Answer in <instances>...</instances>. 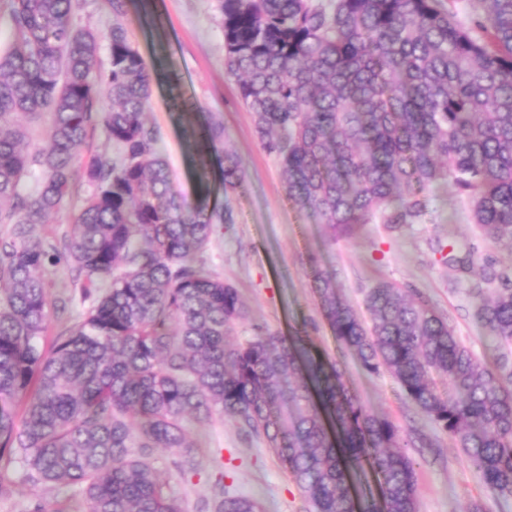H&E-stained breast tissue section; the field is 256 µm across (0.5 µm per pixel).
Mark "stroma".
<instances>
[{"label":"stroma","mask_w":512,"mask_h":512,"mask_svg":"<svg viewBox=\"0 0 512 512\" xmlns=\"http://www.w3.org/2000/svg\"><path fill=\"white\" fill-rule=\"evenodd\" d=\"M127 22L154 77L147 118L161 131L175 189L190 199L197 189L194 150L186 134L189 121L178 106L183 98L193 102L195 112L220 113L225 141L245 172L244 188L234 192H222L219 176L211 178L214 197L232 220L218 226L205 255L246 305L248 316L237 326V338H248L258 328L309 337L312 355L339 361L347 386L370 413L390 419L409 435L425 434L427 446L407 450L417 463L418 512H469L476 503L483 512H512V497L498 498L487 490L481 472L405 398L396 380L366 372L353 353L338 345L313 280L314 270L333 273L342 299L357 309L368 288L381 279L404 292L421 293L467 347L488 359V331L474 321L467 291L488 262L512 266V252L485 237L471 223L468 209L443 190L434 191L423 223L398 232L367 224L353 238L332 240L324 225L289 203L276 160L259 145L252 115L240 104L235 82L224 74L217 0H129ZM89 192L85 182H76L63 206L36 226V235L59 239ZM439 240L457 252H470L468 272L444 264L433 249ZM44 278L50 294L74 298L63 320L51 322L54 334L78 322L85 307L77 299L80 284L67 267L47 269ZM190 437L203 447L221 449L223 465L200 458L196 474L185 479L170 467L168 451L157 450L156 466L166 490L183 501L187 512L219 471L225 485L256 498L263 512H310L278 455L262 439L245 438L237 423L196 424Z\"/></svg>","instance_id":"35a3bbf8"}]
</instances>
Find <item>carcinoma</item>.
<instances>
[{"instance_id": "1", "label": "carcinoma", "mask_w": 512, "mask_h": 512, "mask_svg": "<svg viewBox=\"0 0 512 512\" xmlns=\"http://www.w3.org/2000/svg\"><path fill=\"white\" fill-rule=\"evenodd\" d=\"M0 51V499L19 486L71 492L32 512H186L153 465L166 448L181 475L205 449L192 421L231 420L276 451L312 512H417L415 462L401 429L367 412L339 363L305 354L304 337L232 339L247 311L237 288L199 260L217 225L210 158L224 191L244 186L224 123L192 135L199 191L171 189L159 130L146 118L153 76L108 0L107 35L73 22L81 0H4ZM224 69L275 156L288 200L333 239L378 220L423 223L431 190L467 198L474 224L512 250V0H218ZM108 65L97 66L102 41ZM51 116L42 143L31 122ZM103 131L107 150L91 140ZM91 187L71 230L34 234ZM64 263L84 280L82 319L44 347L51 317L41 272ZM336 340L370 374L389 373L448 433L489 491L512 496V273L472 287L475 320L496 342L490 365L421 296L380 280L365 323L316 274ZM367 472L377 492L357 497ZM196 512H262L215 480Z\"/></svg>"}]
</instances>
